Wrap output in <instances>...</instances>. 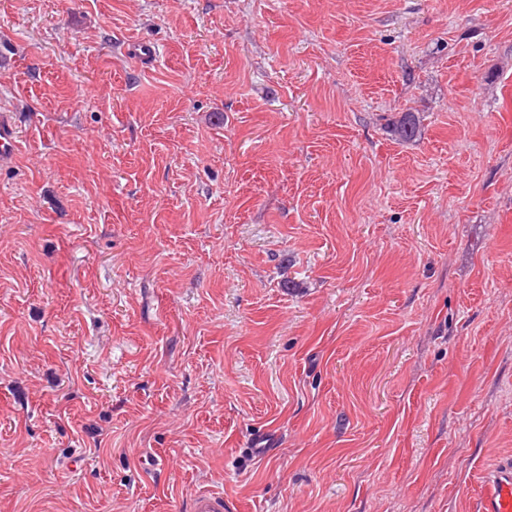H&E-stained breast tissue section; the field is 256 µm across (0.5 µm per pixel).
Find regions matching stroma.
I'll return each mask as SVG.
<instances>
[{
  "label": "stroma",
  "instance_id": "35a3bbf8",
  "mask_svg": "<svg viewBox=\"0 0 512 512\" xmlns=\"http://www.w3.org/2000/svg\"><path fill=\"white\" fill-rule=\"evenodd\" d=\"M1 116L0 512H476L512 0H0ZM423 118L417 112H404L391 123V133L395 140L410 143L420 139ZM193 512H225L223 493L198 491L191 499Z\"/></svg>",
  "mask_w": 512,
  "mask_h": 512
}]
</instances>
